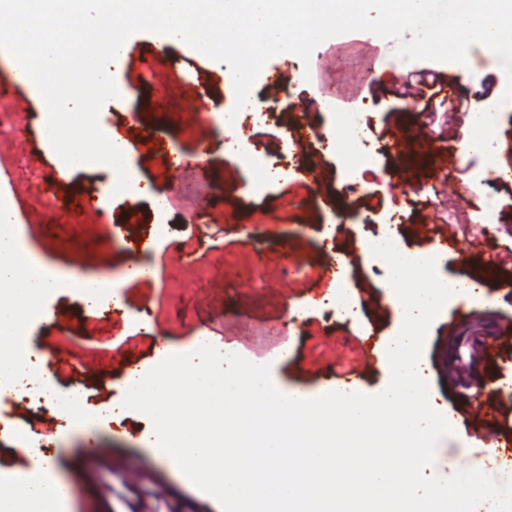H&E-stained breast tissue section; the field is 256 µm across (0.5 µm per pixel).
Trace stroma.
Instances as JSON below:
<instances>
[{
	"label": "stroma",
	"instance_id": "1",
	"mask_svg": "<svg viewBox=\"0 0 512 512\" xmlns=\"http://www.w3.org/2000/svg\"><path fill=\"white\" fill-rule=\"evenodd\" d=\"M157 40L149 32L128 38L126 61L115 77L128 96L122 107L103 113L100 123L106 130L132 128L129 145L144 185L152 196L170 200V235L151 251L154 277L123 283L120 308L88 309L80 293L66 287L32 319L23 341L27 350H50L82 364L77 373L58 367V391L82 380L81 406L98 415L126 378L153 366L162 345L184 349L205 332L250 361H269L280 392L299 390L315 398L347 381L353 392L381 393L391 378L384 348L396 313L385 286L386 264L362 252L358 240L391 228L420 258L431 248L422 232L427 224L452 244L438 269L440 279L469 280L486 296L482 302L449 300L429 329L422 362L452 431L439 443L427 473L448 477L473 467L500 482L512 479V469L491 464L488 452L490 437L512 441V179L489 184L484 161L471 156L458 135L471 113L494 109L496 163L512 170V102L502 100L507 78L495 55L470 46V75L464 78L458 64L404 61L394 54L396 41L356 31L325 40L306 63L292 54L273 57L255 82L251 104L254 114L272 110L276 117L268 122L246 117L241 124L271 160L290 151L311 171L288 173L257 197L251 193L253 174L227 153L225 136L198 118L202 105L211 102L228 111L235 106L225 62L196 57L186 44L159 51ZM423 70L454 82L468 101L466 111L415 109L402 91L408 75ZM278 71L300 77L292 89L294 105L273 101L268 80ZM327 85L335 99L315 112L308 137L286 141L287 121H300ZM383 96L392 99L393 111L382 108ZM154 98L164 100L165 116L148 108ZM7 103L20 125L11 158L0 161V177L10 188L27 250L46 269L85 276L117 274L140 258L137 238L150 235L156 222L149 199L127 202L112 191L106 171L81 168L69 182L39 192L36 177L56 175L41 137L47 122L43 100L24 87ZM338 113L360 118L365 139L383 149L374 173L352 193L342 160L322 147L334 135L331 118ZM405 132L424 135L425 159L407 162L391 150L392 139ZM202 139L212 145L205 167L189 161L170 167L171 150L189 158ZM446 167L455 171L453 182L442 179ZM418 183L431 186L432 200L411 193ZM303 191L304 205L290 209ZM89 192L99 200V213L71 219L72 204ZM486 210L497 229L483 236L472 224ZM331 213L339 223L327 224ZM189 236L197 242L196 264L208 269L202 281L187 274L176 253ZM285 250L293 253L300 272L284 273ZM334 251L348 258L346 276L357 304L349 319L328 316L324 304L336 284L321 272ZM491 331L500 334L491 355L465 367L466 346ZM283 346L289 356L277 358ZM477 397L492 401L493 417L473 414ZM64 425L52 406L0 392V476L30 467L23 447L43 448L70 487L63 512H129L136 498L149 502L157 494L179 503L182 512H221L183 472L142 445L150 425L146 415L131 410L121 423L99 424L93 455L82 434Z\"/></svg>",
	"mask_w": 512,
	"mask_h": 512
}]
</instances>
